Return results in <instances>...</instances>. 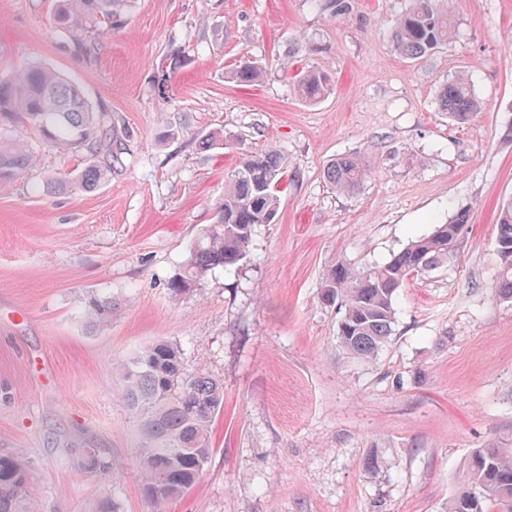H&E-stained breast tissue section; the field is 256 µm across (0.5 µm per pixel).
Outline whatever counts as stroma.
Returning a JSON list of instances; mask_svg holds the SVG:
<instances>
[{
  "instance_id": "1",
  "label": "stroma",
  "mask_w": 512,
  "mask_h": 512,
  "mask_svg": "<svg viewBox=\"0 0 512 512\" xmlns=\"http://www.w3.org/2000/svg\"><path fill=\"white\" fill-rule=\"evenodd\" d=\"M408 5L354 0L338 19L324 0H135L88 59L62 43L57 0H0V76L64 72L121 143L108 181L47 198L44 175L82 168L86 151L0 125L38 159L0 188V456L24 454L30 512H445L474 449L512 448V301L494 290V225L512 197V0H437L455 32L420 60L391 37ZM245 62L258 82L231 80ZM309 67L334 84L316 106L292 85ZM459 73L481 102L461 126L438 102ZM214 130L223 147L202 145ZM269 150L284 163L275 221L255 226L238 267L173 297L225 181ZM350 153L368 175L341 195L324 170ZM460 209L457 257L408 279L376 359L347 352L341 310L320 300L326 270L386 263ZM94 295L111 297V322H86ZM160 341L224 384L205 469L161 511L142 490L120 371ZM87 448L111 472L85 470Z\"/></svg>"
}]
</instances>
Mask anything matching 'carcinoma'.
Returning <instances> with one entry per match:
<instances>
[{
	"mask_svg": "<svg viewBox=\"0 0 512 512\" xmlns=\"http://www.w3.org/2000/svg\"><path fill=\"white\" fill-rule=\"evenodd\" d=\"M133 0H62L57 11L60 33L68 39L81 30L105 35L122 22ZM451 36L449 15L434 0H411L397 20L392 38L398 50L421 59L439 49ZM295 91L315 105L333 91L331 77L304 69ZM440 109L455 124L470 121L479 100L470 83L457 75L439 93ZM15 119L31 126L49 146L62 154L87 152L84 166L71 174L45 177V195L91 190L112 172L114 135L112 115L96 109L84 89L64 73L39 63L25 65L0 79V121ZM35 163L23 142L0 143V187L21 178ZM283 175L280 156L272 151L243 158L225 182L224 198L213 223L188 247L185 263L168 286L175 294L196 287L217 267L231 269L247 257L258 224H271L279 210L277 186ZM367 176L362 158L345 154L326 168V180L340 194L357 191ZM469 227V211L458 210L427 235L410 242L391 260L363 270L336 262L324 274L321 298L341 302L338 328L343 347L365 359L378 355L393 335L394 300L409 276L432 271L454 257ZM495 236L512 239V198L502 202ZM495 295L512 301V262L501 264ZM91 324L112 319V298L94 297L85 312ZM129 406L139 418L141 481L146 495L162 509L199 479L212 452L211 425L224 407V385L205 374L184 371L181 348L158 342L124 369ZM83 462L91 472L108 471L112 463L96 449L85 450ZM29 483L25 459L0 457V512H25ZM448 512H512V448H479L469 457L462 487L448 500Z\"/></svg>",
	"mask_w": 512,
	"mask_h": 512,
	"instance_id": "1",
	"label": "carcinoma"
}]
</instances>
